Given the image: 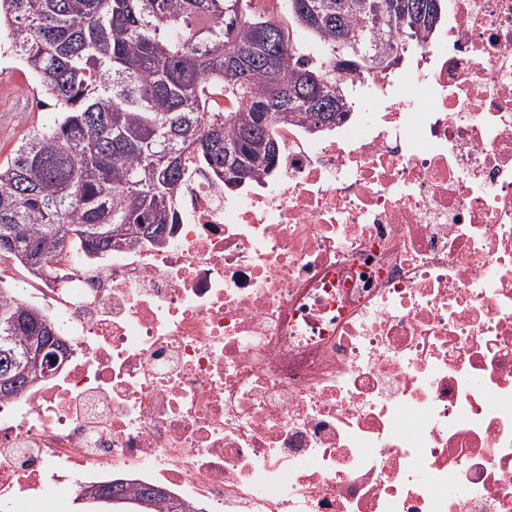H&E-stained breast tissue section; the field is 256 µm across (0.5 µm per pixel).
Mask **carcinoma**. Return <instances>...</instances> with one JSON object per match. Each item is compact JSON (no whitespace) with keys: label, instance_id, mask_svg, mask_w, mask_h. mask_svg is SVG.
<instances>
[{"label":"carcinoma","instance_id":"obj_1","mask_svg":"<svg viewBox=\"0 0 512 512\" xmlns=\"http://www.w3.org/2000/svg\"><path fill=\"white\" fill-rule=\"evenodd\" d=\"M430 7L415 22H397L396 38L374 39V0H0L3 48L39 79L57 121L32 127L0 162V252L39 277L63 257L112 256V245L150 239L140 227L175 224L174 201L192 162L224 177L226 146L247 181L269 174L279 152L275 127L304 120L319 127L322 109L339 99L335 121L353 108L355 80L336 84L341 56L380 75L413 50L445 17V0H389L402 15ZM363 33L382 68L349 52L344 37ZM278 118L267 126L257 114ZM126 225L127 235H114ZM49 323L39 308L0 299V365L16 367L15 398L35 376L28 358ZM81 500L155 512L166 500L152 488L105 484Z\"/></svg>","mask_w":512,"mask_h":512}]
</instances>
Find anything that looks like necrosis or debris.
I'll list each match as a JSON object with an SVG mask.
<instances>
[{
    "instance_id": "4bbe7bcc",
    "label": "necrosis or debris",
    "mask_w": 512,
    "mask_h": 512,
    "mask_svg": "<svg viewBox=\"0 0 512 512\" xmlns=\"http://www.w3.org/2000/svg\"><path fill=\"white\" fill-rule=\"evenodd\" d=\"M334 132L203 166L160 244L0 297L69 343L0 401V504L122 481L201 512H512V0H447Z\"/></svg>"
}]
</instances>
